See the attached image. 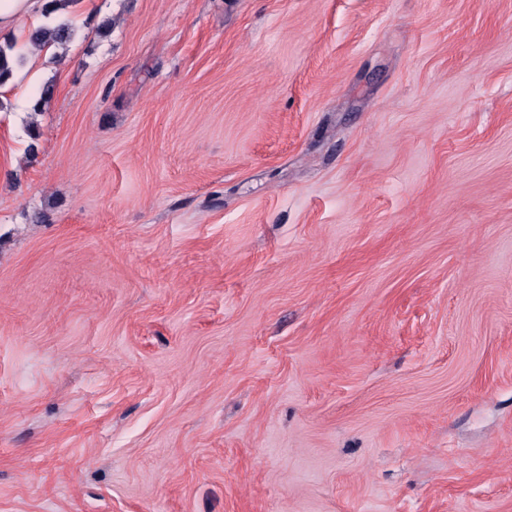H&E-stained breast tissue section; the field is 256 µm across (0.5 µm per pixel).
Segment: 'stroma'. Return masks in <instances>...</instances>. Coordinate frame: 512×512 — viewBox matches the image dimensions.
<instances>
[{
	"mask_svg": "<svg viewBox=\"0 0 512 512\" xmlns=\"http://www.w3.org/2000/svg\"><path fill=\"white\" fill-rule=\"evenodd\" d=\"M68 11L0 34V512H512V0ZM72 0H49L45 6L42 0H1L0 31L14 27L17 18L42 9L43 21L28 35V42L39 49H49L69 42L74 34L71 20L64 15L63 8Z\"/></svg>",
	"mask_w": 512,
	"mask_h": 512,
	"instance_id": "stroma-1",
	"label": "stroma"
}]
</instances>
